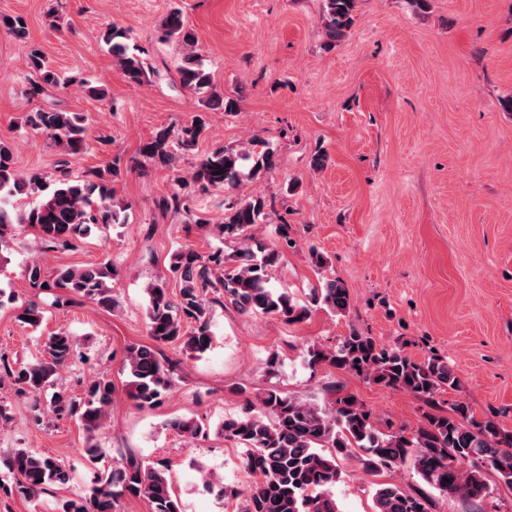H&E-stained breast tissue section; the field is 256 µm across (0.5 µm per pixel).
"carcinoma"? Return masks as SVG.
Returning a JSON list of instances; mask_svg holds the SVG:
<instances>
[{"mask_svg": "<svg viewBox=\"0 0 512 512\" xmlns=\"http://www.w3.org/2000/svg\"><path fill=\"white\" fill-rule=\"evenodd\" d=\"M356 0H324L322 22L330 41L345 37L353 23ZM15 36L26 33L25 19L19 15H0V28ZM162 38L184 47L178 68L180 81L198 95L199 105L207 110L222 108L233 112L235 99L216 91L210 74L203 69L193 50L195 37L178 12L169 14L161 25ZM104 41L127 81L143 84L150 67L140 50L127 43V33L115 26L106 29ZM27 66L33 73L28 95H43L51 88L66 86L70 79L60 75L44 51L29 49ZM26 124L41 131L69 155L82 153L87 146V118L79 112L36 109L26 115ZM206 131L203 117H195L178 131L158 130L140 152L151 165L175 170L185 152L194 150ZM257 175L276 166L272 149L233 153L222 147L203 155L181 190L163 200V206L189 210V201L212 187L232 185L242 175ZM118 175L112 166L96 172V178L83 179L64 172L51 178L39 171L22 173L16 168L12 146L0 141V248L12 228L27 224L37 231L47 248H72L76 240L89 236L109 224H123L126 217L112 203L110 178ZM35 198L28 208L19 207L24 198ZM265 201L254 198L229 204L224 221L218 225L227 238L244 241L231 258L216 251L200 255L183 246L173 256L171 271L179 280V292L171 294L167 283L159 280L147 288V328L149 342L127 350L123 369L127 371V390L138 407H155L165 399L172 384L174 364L160 346L179 343L184 351L199 356L211 347L212 306L228 301L243 313L273 314L289 323L301 322L318 306L344 315L351 306L348 289L337 278H325L312 289L311 304L293 302L288 294L270 286L268 268L279 258V250L253 241L250 228L264 218ZM33 297L16 307L15 319L22 327L38 328L46 306L68 307L83 298L113 310L119 301L110 283L116 269L109 261L81 267L62 266L49 272L37 260L25 268ZM77 343L66 331L50 334L42 345L41 357L17 368L0 355V380L11 379L20 398H36L52 387L60 369L75 356ZM312 359L355 374L374 384L402 389L426 401L432 411L412 431L383 430L372 413L354 396L340 397L326 409L314 402L268 389L257 400L247 399L242 414L224 419L218 433L224 440L246 451V468L252 484L245 492L220 489L222 495L240 499L238 512H339L331 488L341 478L337 456L358 455L366 471L390 469L410 464L431 488L470 500H483L494 486L512 489V434L499 429L492 418H478L469 404L455 401L444 409L435 397L457 385L448 361L433 354L417 361L398 348H384L353 329L336 350L312 351ZM112 379L94 376L77 396L66 391L52 392L48 409L56 417L79 421L90 437L103 426L112 404ZM166 426L192 442L207 435L205 425L190 417H175ZM4 464L14 475L17 491L34 498L63 483L67 471L54 458L18 449ZM494 476L488 483L484 473ZM126 497L145 499L151 512H184L174 493L166 466L152 465L134 455L121 465L96 475L88 497L62 501L60 512H114ZM374 512H429V499L411 493L395 483H381L374 493Z\"/></svg>", "mask_w": 512, "mask_h": 512, "instance_id": "obj_1", "label": "carcinoma"}]
</instances>
